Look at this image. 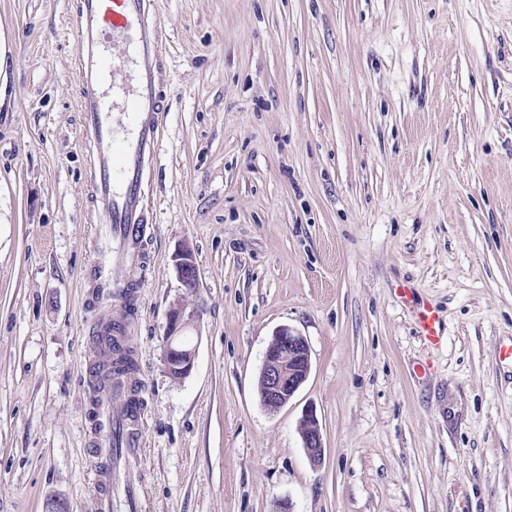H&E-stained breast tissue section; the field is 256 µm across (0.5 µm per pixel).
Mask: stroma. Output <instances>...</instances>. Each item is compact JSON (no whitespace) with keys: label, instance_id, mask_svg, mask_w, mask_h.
<instances>
[{"label":"stroma","instance_id":"stroma-1","mask_svg":"<svg viewBox=\"0 0 512 512\" xmlns=\"http://www.w3.org/2000/svg\"><path fill=\"white\" fill-rule=\"evenodd\" d=\"M77 3L0 0V512L94 508ZM157 7L168 115L129 336L149 512H512V0ZM422 304L440 349L417 333ZM179 305L197 313L182 378L166 366ZM282 325L311 372L270 411L258 378ZM175 271L182 285L189 292H194L197 286V272L193 254L188 248H183L176 254ZM413 317L417 332L425 344L432 349H439L444 343L442 323L436 310L430 305L416 307ZM299 430L303 447L313 465H319L324 456V443L316 413L307 409L300 420Z\"/></svg>","mask_w":512,"mask_h":512}]
</instances>
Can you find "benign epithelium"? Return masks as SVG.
Masks as SVG:
<instances>
[{"instance_id":"obj_1","label":"benign epithelium","mask_w":512,"mask_h":512,"mask_svg":"<svg viewBox=\"0 0 512 512\" xmlns=\"http://www.w3.org/2000/svg\"><path fill=\"white\" fill-rule=\"evenodd\" d=\"M175 271L179 281L190 292L197 286L193 254L183 248L175 256ZM196 316V311L184 307L174 309L169 317L167 332V368L170 374L186 376L194 365L195 349L184 348L179 337L185 325ZM311 370L310 349L307 340L298 332L284 326L272 337L259 374L258 386L262 405L276 411L285 405L306 382ZM299 430L303 448L311 463L318 465L324 456V443L316 413L308 409L300 420Z\"/></svg>"}]
</instances>
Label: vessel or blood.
Listing matches in <instances>:
<instances>
[{"label":"vessel or blood","instance_id":"vessel-or-blood-1","mask_svg":"<svg viewBox=\"0 0 512 512\" xmlns=\"http://www.w3.org/2000/svg\"><path fill=\"white\" fill-rule=\"evenodd\" d=\"M154 2L80 0L79 110L83 137L94 148L92 193L98 222L85 283L106 303L115 296L127 299L140 285L148 258L149 211L141 185L159 157L165 111ZM108 31L123 39V59L111 57L104 37ZM413 317L425 344L441 348L444 334L436 310L422 305ZM112 333L111 323L101 320L89 338L85 420L86 446L96 460L93 497L96 512H145L144 479L135 468L143 446L144 388L136 353H129L124 374L107 373L111 350L105 338Z\"/></svg>","mask_w":512,"mask_h":512}]
</instances>
